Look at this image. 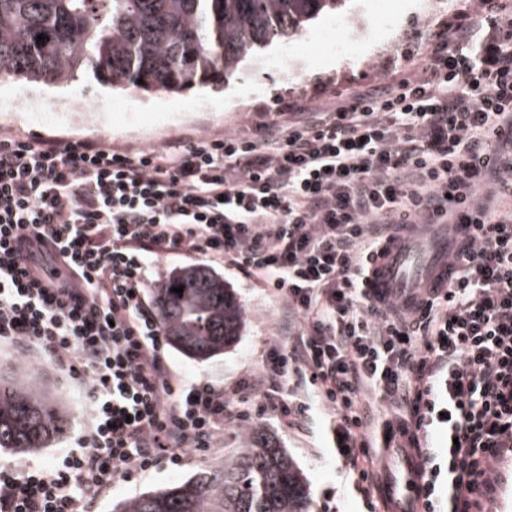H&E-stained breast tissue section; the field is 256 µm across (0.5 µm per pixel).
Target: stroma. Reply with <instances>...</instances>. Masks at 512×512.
Returning a JSON list of instances; mask_svg holds the SVG:
<instances>
[{
    "mask_svg": "<svg viewBox=\"0 0 512 512\" xmlns=\"http://www.w3.org/2000/svg\"><path fill=\"white\" fill-rule=\"evenodd\" d=\"M462 5V0H453L452 9L444 10L438 0H387L386 15L378 16L370 11L368 0H348L346 8L334 14L333 22L341 33L359 32L360 41L352 54L328 49L321 40L323 22H313L302 36L274 42L248 56L220 92L196 87L165 96L113 93L88 78L59 91L50 85L0 78V133L35 134L66 142L104 140L125 150L156 148L200 135L220 137L247 122L261 121L266 112L276 113L278 121L284 122L289 118L288 107L322 104L391 82L387 59L423 52L432 26L453 20ZM116 102L122 104V111H113ZM212 270L223 277L225 287L244 308L238 340L222 354L203 361L173 348L167 356L182 379L229 387L239 379L262 375L264 350L278 334L281 304L230 265L216 264ZM0 365L29 371L68 411L67 424L48 448L27 455L2 452L0 462L19 468L53 464L75 445L86 424L87 409L76 383L37 350L23 353L0 345ZM298 395L308 408L302 429L290 428L268 414H252L242 426L225 428L218 447L192 453L183 467H163L115 483L91 505L90 512H111L119 503L148 491L220 469L251 433L270 435L285 449L303 476L313 506H320L330 492L336 499V512H367L365 497L341 476V461L314 391L302 387Z\"/></svg>",
    "mask_w": 512,
    "mask_h": 512,
    "instance_id": "1",
    "label": "stroma"
}]
</instances>
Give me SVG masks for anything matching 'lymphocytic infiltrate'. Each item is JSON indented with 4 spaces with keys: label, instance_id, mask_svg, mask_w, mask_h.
Masks as SVG:
<instances>
[{
    "label": "lymphocytic infiltrate",
    "instance_id": "obj_1",
    "mask_svg": "<svg viewBox=\"0 0 512 512\" xmlns=\"http://www.w3.org/2000/svg\"><path fill=\"white\" fill-rule=\"evenodd\" d=\"M473 224L444 295L376 307L363 260L396 224ZM228 263L295 325L265 373L181 380L144 291L160 260ZM50 265L65 267L54 279ZM37 348L83 387L88 425L49 466L0 465V512H86L112 483L217 447L247 406L300 425L307 376L353 486L377 449L428 461L426 512H484L512 459V11L437 22L383 91L280 127L138 152L0 137V344ZM445 432L443 453L426 443Z\"/></svg>",
    "mask_w": 512,
    "mask_h": 512
}]
</instances>
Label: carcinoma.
<instances>
[{"mask_svg":"<svg viewBox=\"0 0 512 512\" xmlns=\"http://www.w3.org/2000/svg\"><path fill=\"white\" fill-rule=\"evenodd\" d=\"M342 2L0 0V74L58 86L91 75L112 90L154 95L222 86L245 57L301 34ZM180 286L183 293L171 291ZM155 297L163 332L189 358L221 353L240 334L242 305L207 267L173 272ZM65 417L36 382L0 366V448H45ZM245 441L224 470L142 494L119 512H310L288 453L268 436Z\"/></svg>","mask_w":512,"mask_h":512,"instance_id":"1","label":"carcinoma"}]
</instances>
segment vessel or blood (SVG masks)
<instances>
[{"instance_id":"1","label":"vessel or blood","mask_w":512,"mask_h":512,"mask_svg":"<svg viewBox=\"0 0 512 512\" xmlns=\"http://www.w3.org/2000/svg\"><path fill=\"white\" fill-rule=\"evenodd\" d=\"M470 239L463 232H449L440 224L423 241L401 232L384 240L368 266L366 285L384 302L395 303L406 312L418 311L423 291H446L454 281L458 258L468 249ZM428 471L424 458L409 451L403 460L399 482L384 484L379 497L384 512H404L405 508L422 506L419 487Z\"/></svg>"}]
</instances>
